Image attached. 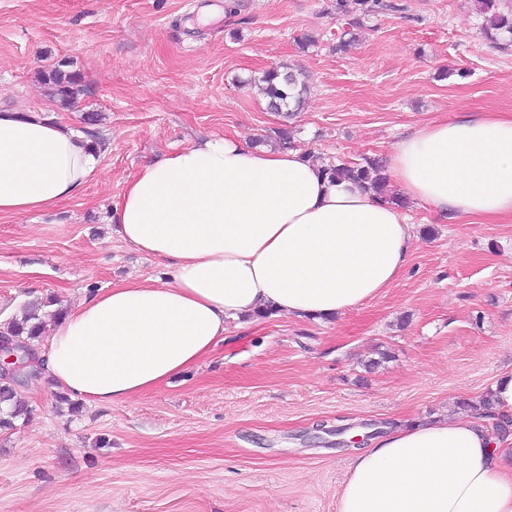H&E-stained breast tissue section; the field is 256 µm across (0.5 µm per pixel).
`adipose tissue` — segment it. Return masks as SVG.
Returning <instances> with one entry per match:
<instances>
[{
    "instance_id": "adipose-tissue-1",
    "label": "adipose tissue",
    "mask_w": 512,
    "mask_h": 512,
    "mask_svg": "<svg viewBox=\"0 0 512 512\" xmlns=\"http://www.w3.org/2000/svg\"><path fill=\"white\" fill-rule=\"evenodd\" d=\"M102 162L71 125L0 111V216L70 200ZM387 172L446 218H512V116L422 125ZM113 220L123 242L163 261L165 279L85 295L41 353L53 384L101 408L196 366L257 311L325 319L376 299L414 243L396 204L330 181L298 150L228 135L142 165ZM338 512H512V435L491 436L471 414L398 427L351 458Z\"/></svg>"
}]
</instances>
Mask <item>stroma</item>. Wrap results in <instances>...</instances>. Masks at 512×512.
I'll return each instance as SVG.
<instances>
[{
  "mask_svg": "<svg viewBox=\"0 0 512 512\" xmlns=\"http://www.w3.org/2000/svg\"><path fill=\"white\" fill-rule=\"evenodd\" d=\"M236 2L0 0V109L43 111L105 150L73 199L0 217V322L160 276L113 235L112 211L162 154L212 135L271 148L288 125L313 160L359 162L432 120L512 116V46L491 48L472 0H401L344 49L348 20L329 0ZM61 62L85 88L69 109L39 80ZM288 65L308 91L296 111H269L253 81ZM407 210V267L333 322L230 323L197 367L106 409L22 383L29 412L0 430V512H337L368 424L456 412L512 371V220Z\"/></svg>",
  "mask_w": 512,
  "mask_h": 512,
  "instance_id": "1",
  "label": "stroma"
}]
</instances>
